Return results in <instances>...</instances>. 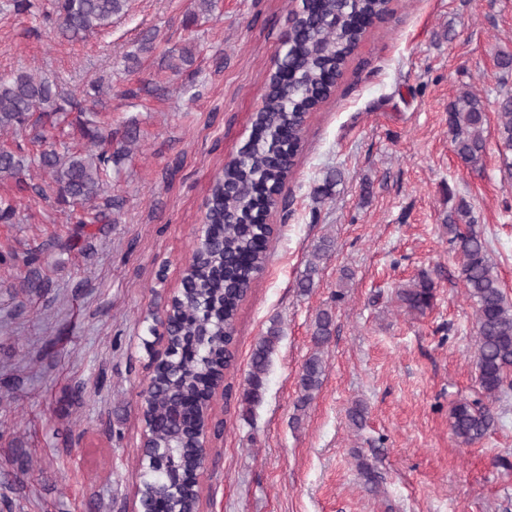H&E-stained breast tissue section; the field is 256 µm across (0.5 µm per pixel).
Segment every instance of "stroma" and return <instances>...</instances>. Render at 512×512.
Listing matches in <instances>:
<instances>
[{
    "instance_id": "stroma-1",
    "label": "stroma",
    "mask_w": 512,
    "mask_h": 512,
    "mask_svg": "<svg viewBox=\"0 0 512 512\" xmlns=\"http://www.w3.org/2000/svg\"><path fill=\"white\" fill-rule=\"evenodd\" d=\"M8 2L0 0V77L43 72L77 94L98 91L97 120L122 158L111 171L120 206L109 223H70L71 206L36 169L44 196L0 223V252L51 243L40 259L51 286L41 294L22 293L18 267L0 263V378L22 381L15 398L0 400V512H127L151 376L148 316L179 286L209 187L249 138L293 5L219 0L187 28L191 0H130L111 27L74 43L44 23L52 0L21 13ZM149 31L156 39L144 53ZM181 47L193 61L175 74L162 58ZM502 51L512 52V0H391L308 114L283 187L290 212L271 210L269 262L238 309L204 512H512V387L491 400L496 424L485 438L463 446L449 426L452 407L481 392L475 311L444 222L456 201L471 204L512 297V172L499 154L497 112L487 111L479 167L456 157L448 134V105L461 91L491 104L512 91V73L496 65ZM331 167L342 180L317 200ZM325 236L335 250L302 294L297 281ZM422 275L435 298L419 315L396 291ZM321 309L334 319L325 374L299 414L297 381ZM274 323L282 336L267 390L245 415L250 354ZM358 402L366 413L357 427L349 411Z\"/></svg>"
}]
</instances>
